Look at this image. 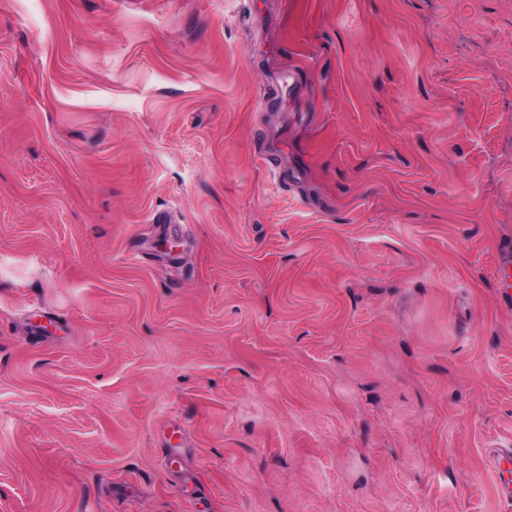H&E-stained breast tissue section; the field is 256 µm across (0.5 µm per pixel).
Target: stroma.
I'll return each instance as SVG.
<instances>
[{"instance_id":"1","label":"stroma","mask_w":512,"mask_h":512,"mask_svg":"<svg viewBox=\"0 0 512 512\" xmlns=\"http://www.w3.org/2000/svg\"><path fill=\"white\" fill-rule=\"evenodd\" d=\"M512 0H0V512H512ZM494 467L496 490L505 501L512 500V452H497L491 456Z\"/></svg>"}]
</instances>
